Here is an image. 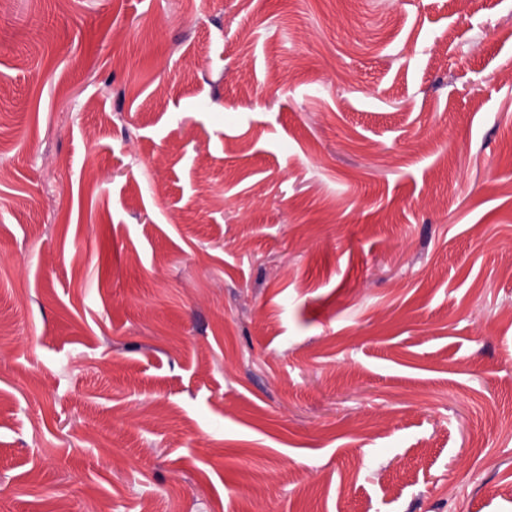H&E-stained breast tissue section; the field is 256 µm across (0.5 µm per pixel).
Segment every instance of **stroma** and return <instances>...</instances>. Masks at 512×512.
Masks as SVG:
<instances>
[{
    "instance_id": "stroma-1",
    "label": "stroma",
    "mask_w": 512,
    "mask_h": 512,
    "mask_svg": "<svg viewBox=\"0 0 512 512\" xmlns=\"http://www.w3.org/2000/svg\"><path fill=\"white\" fill-rule=\"evenodd\" d=\"M512 0H0V512H512Z\"/></svg>"
}]
</instances>
